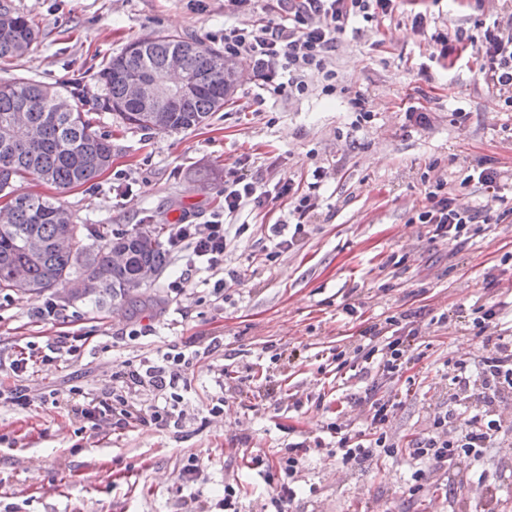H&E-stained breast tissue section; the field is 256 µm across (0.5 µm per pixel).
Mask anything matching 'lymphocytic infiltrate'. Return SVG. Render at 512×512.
Here are the masks:
<instances>
[{
	"mask_svg": "<svg viewBox=\"0 0 512 512\" xmlns=\"http://www.w3.org/2000/svg\"><path fill=\"white\" fill-rule=\"evenodd\" d=\"M394 0H275L272 17H263L252 23H232L224 27V54L229 58L246 57L252 71L263 85L272 86L274 94L289 97L306 94L312 80H320L322 90L335 93L338 74L335 65L336 40L349 21L360 17L376 19L377 15L391 14ZM469 41L476 55L481 58L480 72L488 86L506 96V106L512 107V18L494 22L482 33L466 37L462 33L440 37V57H447V47L453 41ZM322 168H315L312 181L306 190H299L293 181L267 184L260 179L240 174L231 168L224 173V212L212 220L192 224L180 220L172 225L168 246L183 252L185 267L193 271L206 269L216 273L224 268L228 226L226 216L250 205L263 208L281 199L292 203V213L305 218L315 206L321 187ZM426 203L417 214L419 223L432 227L434 236L461 238L469 227L486 218V210H475L457 203L445 189L444 181H436L425 190ZM184 353L164 354L163 362L146 370L124 368L117 377L127 387H146L158 392L177 388L185 380ZM481 380L492 394L512 390V341H498L481 360L479 374H470L459 368L451 379L453 397L463 401L468 397L474 380ZM117 416L119 424L138 422L163 426L171 416L168 407L152 406L150 414H143L125 398L110 397L90 399L82 408L83 418L93 420L105 414ZM390 408L387 403H374L369 431L340 433L336 436V453L342 464L352 465L373 453H394L396 447L385 431ZM435 434L422 438L410 456L422 464L413 473L409 493H416L422 486L424 466L450 471L460 456L480 457L505 434L501 418L489 410L445 411L434 421ZM456 427L454 438L442 437V429Z\"/></svg>",
	"mask_w": 512,
	"mask_h": 512,
	"instance_id": "lymphocytic-infiltrate-1",
	"label": "lymphocytic infiltrate"
}]
</instances>
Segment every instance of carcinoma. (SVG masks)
I'll return each instance as SVG.
<instances>
[{"instance_id":"carcinoma-1","label":"carcinoma","mask_w":512,"mask_h":512,"mask_svg":"<svg viewBox=\"0 0 512 512\" xmlns=\"http://www.w3.org/2000/svg\"><path fill=\"white\" fill-rule=\"evenodd\" d=\"M40 38L34 17L0 2V61L25 56ZM173 52L182 55L194 93L177 110L163 97L146 107L131 104L120 73L159 72ZM218 56L196 39L166 35L129 42L82 79L56 86L32 78L9 79L10 91L0 92V124L23 111L38 134L19 140L7 155L0 152V192L12 195L8 221L0 224L1 289L42 293L81 277L85 288L79 299L97 311L109 304L126 305L135 313L148 306L141 293L128 291L124 283L143 266L158 273L164 269L167 252L160 237L141 238L133 228L114 233L106 224L91 234L85 225L75 223L59 199L19 193L15 186L32 177L66 190L100 176L112 163V145L96 129L95 112L115 116L128 129L182 132L201 126L233 95L226 88ZM60 93L70 102L65 112L56 111ZM116 248L127 252L123 267L112 266ZM19 267L27 276L22 283L14 281Z\"/></svg>"}]
</instances>
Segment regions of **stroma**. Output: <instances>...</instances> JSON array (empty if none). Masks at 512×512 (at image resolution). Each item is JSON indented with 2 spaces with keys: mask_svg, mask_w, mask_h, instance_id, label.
<instances>
[{
  "mask_svg": "<svg viewBox=\"0 0 512 512\" xmlns=\"http://www.w3.org/2000/svg\"><path fill=\"white\" fill-rule=\"evenodd\" d=\"M8 2L42 30L38 47L10 70L47 84L92 73L136 39L178 34L220 51L225 17L252 19L231 13L226 0ZM511 12L504 0H397L392 15L338 35L335 94L264 92L238 58L232 102L200 128L127 129L105 113L97 126L112 144V165L99 178L63 193L19 182V191L58 196L81 224L165 228L183 216L210 220L229 168L272 183H301L314 167L325 169L300 230L287 227L284 201L233 216L222 291L200 273L174 293L184 269L176 251L143 291L156 308L137 316L119 305L97 312L61 302L56 288L44 296L0 290V512H221L228 486L238 512H265L273 491L248 461L259 454L278 463L299 442L303 464L288 512H512V438L407 491L419 467L407 450L448 409L458 366L478 373L488 337L512 338V215L494 206L499 223L473 225L462 242L432 239L416 219L426 185L439 179L459 204H488L479 184H461L484 158L502 173L501 195L512 198V110L483 82L477 55L440 57L436 40ZM359 94L369 118L352 104ZM412 110L428 123L417 125ZM283 237L290 245L281 250ZM47 298L58 302V321L35 314ZM493 303L505 312L480 333L474 310ZM397 322L417 336L402 369L386 373L365 362L363 332L374 326L388 337ZM173 348L190 367L167 426L81 416L104 392L156 404L154 392L125 388L114 374L159 364ZM20 358L27 369L13 372ZM15 391L31 405H13ZM376 401L391 407L386 431L397 452L341 464L331 425L363 428Z\"/></svg>",
  "mask_w": 512,
  "mask_h": 512,
  "instance_id": "stroma-1",
  "label": "stroma"
}]
</instances>
